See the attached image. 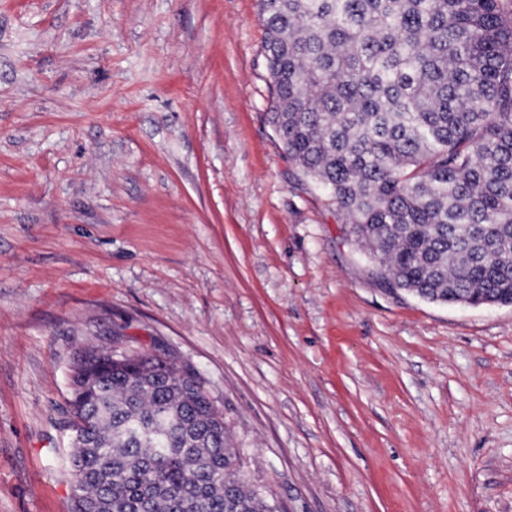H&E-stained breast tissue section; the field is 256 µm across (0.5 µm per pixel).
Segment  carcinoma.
<instances>
[{
  "instance_id": "carcinoma-1",
  "label": "carcinoma",
  "mask_w": 512,
  "mask_h": 512,
  "mask_svg": "<svg viewBox=\"0 0 512 512\" xmlns=\"http://www.w3.org/2000/svg\"><path fill=\"white\" fill-rule=\"evenodd\" d=\"M273 126L389 284L512 305V21L502 0H259ZM75 512H280L161 352L87 349Z\"/></svg>"
}]
</instances>
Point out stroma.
<instances>
[{"mask_svg":"<svg viewBox=\"0 0 512 512\" xmlns=\"http://www.w3.org/2000/svg\"><path fill=\"white\" fill-rule=\"evenodd\" d=\"M264 39L258 0H0V512H73L72 367L116 331L283 512H512V306L378 276Z\"/></svg>","mask_w":512,"mask_h":512,"instance_id":"obj_1","label":"stroma"}]
</instances>
